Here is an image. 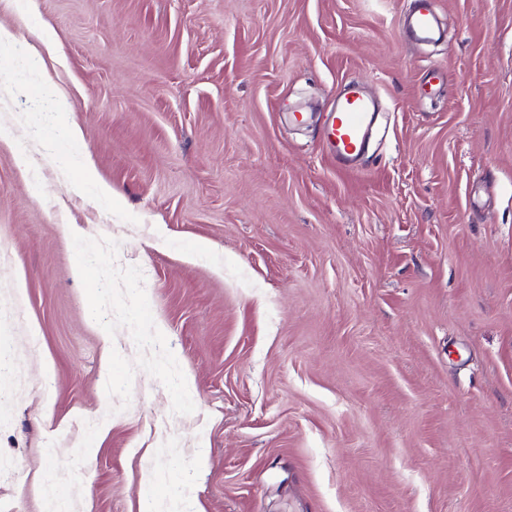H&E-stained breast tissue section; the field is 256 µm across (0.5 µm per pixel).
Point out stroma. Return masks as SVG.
<instances>
[{
  "label": "stroma",
  "instance_id": "35a3bbf8",
  "mask_svg": "<svg viewBox=\"0 0 512 512\" xmlns=\"http://www.w3.org/2000/svg\"><path fill=\"white\" fill-rule=\"evenodd\" d=\"M433 4L0 0V512H512V0ZM57 91L109 198L19 166ZM422 1L416 11L406 21L407 40L412 43L433 39L436 31V15L429 0ZM375 116L372 101L361 88L348 85L341 90L336 109L325 120V148L337 166H358Z\"/></svg>",
  "mask_w": 512,
  "mask_h": 512
}]
</instances>
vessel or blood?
<instances>
[{
  "mask_svg": "<svg viewBox=\"0 0 512 512\" xmlns=\"http://www.w3.org/2000/svg\"><path fill=\"white\" fill-rule=\"evenodd\" d=\"M436 23L431 0H421L419 7L406 21L408 40L413 43L432 40ZM374 121L373 104L362 89L355 85L345 86L339 94L335 110L325 120V148L337 166L357 167Z\"/></svg>",
  "mask_w": 512,
  "mask_h": 512,
  "instance_id": "obj_1",
  "label": "vessel or blood"
}]
</instances>
